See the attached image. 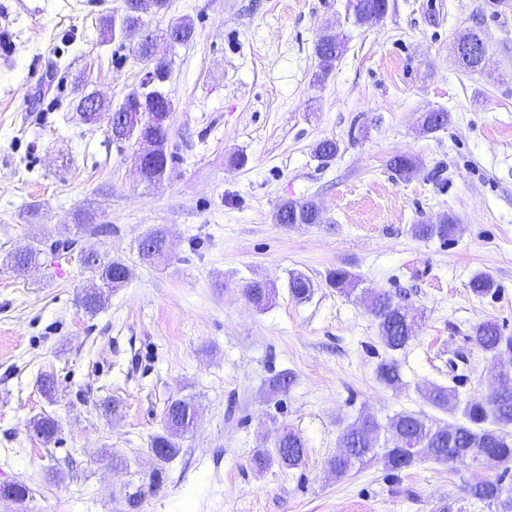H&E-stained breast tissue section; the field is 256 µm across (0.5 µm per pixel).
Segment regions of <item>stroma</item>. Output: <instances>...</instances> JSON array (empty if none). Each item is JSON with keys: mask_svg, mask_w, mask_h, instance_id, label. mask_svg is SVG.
I'll return each mask as SVG.
<instances>
[{"mask_svg": "<svg viewBox=\"0 0 512 512\" xmlns=\"http://www.w3.org/2000/svg\"><path fill=\"white\" fill-rule=\"evenodd\" d=\"M346 2L169 0L146 14L154 28L183 16L195 24L188 44L158 46L178 161L148 188L135 176L139 145L113 142L106 124L73 110L89 93L119 104L139 85L146 64L134 39L99 34L124 0H0L12 43L0 52V483L30 489L0 512H130L129 494L156 469L161 485L139 512H502L465 491L496 477L512 491V470L497 464L424 460L393 473L377 456L338 476L327 462L361 415L453 424L461 413L431 407L424 388L452 386L464 401L494 383L470 335L487 319L512 335V9L394 0L387 16L355 26ZM327 28L347 47L318 83L314 44ZM466 30L488 45L487 73L455 60ZM437 110L449 124L422 132ZM323 139L340 147L326 164L314 154ZM400 154L419 162L403 179L389 168ZM287 198L314 200L326 223H275ZM85 207L112 227L100 252L131 269L93 316L79 302L91 275L76 261L48 255L35 274L5 264ZM447 214L459 221L448 243L411 235ZM156 225L169 231V254L148 264L137 244ZM336 267L423 311L405 350L383 346L365 302L327 286ZM293 271L313 282L308 300L289 295ZM478 272L495 293L471 292ZM253 279L278 289L262 312L243 293ZM391 356L396 388L375 374ZM283 370L295 383L271 395L267 381ZM184 396L197 425L157 464L151 441L165 405ZM110 398L117 413L100 406ZM44 415L59 424L51 443L30 429ZM274 423L303 436L305 459L260 473L251 457Z\"/></svg>", "mask_w": 512, "mask_h": 512, "instance_id": "35a3bbf8", "label": "stroma"}]
</instances>
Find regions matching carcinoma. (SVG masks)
<instances>
[{
    "label": "carcinoma",
    "mask_w": 512,
    "mask_h": 512,
    "mask_svg": "<svg viewBox=\"0 0 512 512\" xmlns=\"http://www.w3.org/2000/svg\"><path fill=\"white\" fill-rule=\"evenodd\" d=\"M141 0H124L125 19L133 27L144 25L140 12ZM392 8V0H348L347 16L353 23L363 25L375 13H387ZM166 33L179 37V43L186 44L194 38L193 22L183 17L171 23ZM345 44L336 41V32L325 31L314 46V53L319 60V69L315 78L324 80L332 71L335 62L344 51ZM139 57L151 64L154 83L148 89L138 88L128 93L114 111L125 110L126 104L137 97L141 98L140 113L142 128L138 132L127 131V136L135 139L145 136L153 139L156 153L147 162L141 172L140 181L155 185L162 173L173 166L178 156L169 149L170 124L166 122L167 114L173 110V101L165 83L169 78V64L162 59L151 60L150 45L140 46ZM336 141L324 139L314 148L316 156L324 163L331 162L338 153ZM417 166L415 159L397 155L389 161V168L399 177L409 175ZM95 214L80 213L76 224L64 235L53 240L51 244L58 251H66L74 245L85 249L84 268L92 273V283L81 297V305L90 314L104 308L110 299L112 289L121 287L130 278V269L123 262L108 259L95 248L94 240L104 234L112 233V225L94 223ZM274 220L278 224H323L325 213L312 200H285L277 208ZM459 224L456 218L446 215L441 221H425L411 226V234L420 240L438 239L443 243L454 237ZM144 239L147 246L139 250L144 260H154L165 255L167 231L155 227ZM44 249L38 246L24 245L16 248L7 257L6 263L12 267L25 266L38 269ZM326 283L347 295L356 290L358 278L344 268L331 269L326 273ZM469 287L473 294L484 296L492 292L493 280L482 273L474 275ZM313 290L311 279L301 272H292L288 277V293L297 301L308 299ZM248 300L258 310L266 309L276 298L277 288L258 280L248 282L245 288ZM368 306L373 315L379 338L391 351H400L409 346L414 337V325L418 313L394 302L387 291L368 296ZM470 341L482 352L494 360L493 371L497 375V386L485 395L460 401L456 390L450 386L432 385L423 393L428 404L437 409L454 411L461 409L463 421L460 423L437 425L425 423L424 419L413 413H401L394 416L386 427L366 414L350 424L340 436V447L349 450L346 456H333L328 460L330 469L339 474H346L356 464L362 463L376 448L380 430L391 435L390 445L384 448L382 459L387 470L403 471L420 460L437 462H479L484 455L490 454L499 464L512 462V336H505L500 325L493 319H487L473 328ZM377 380L391 388L401 382L399 365L394 359L381 361L376 368ZM294 383L290 371H281L269 380V389L273 393H288ZM196 407L187 399H171L164 409V433L157 435L151 442V450L156 460L167 463L180 451L179 439L191 428L192 415ZM33 432L44 441L49 442L58 433L57 422L50 417H41L33 421ZM274 452L262 448L255 451L253 463L263 470L274 464L281 468L298 467L304 460L306 445L299 433L286 425L272 430ZM503 492L502 479L485 480L467 486V493L474 499L493 503L500 499Z\"/></svg>",
    "instance_id": "obj_1"
}]
</instances>
